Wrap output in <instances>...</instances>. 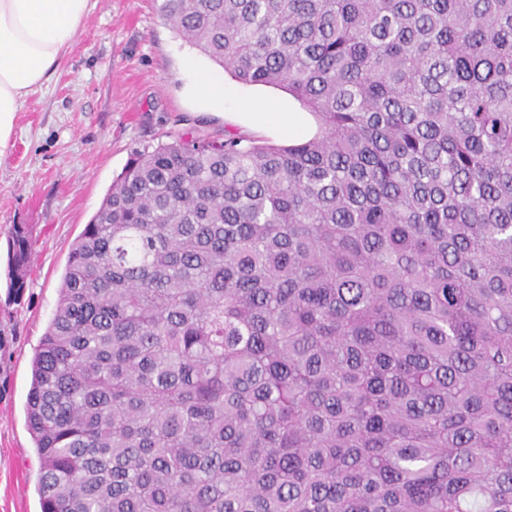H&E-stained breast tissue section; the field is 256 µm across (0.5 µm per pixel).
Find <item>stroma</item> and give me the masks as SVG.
Returning <instances> with one entry per match:
<instances>
[{
  "label": "stroma",
  "instance_id": "stroma-1",
  "mask_svg": "<svg viewBox=\"0 0 512 512\" xmlns=\"http://www.w3.org/2000/svg\"><path fill=\"white\" fill-rule=\"evenodd\" d=\"M218 66L159 18L156 0H90L50 81L28 96L0 160V512H40L38 461L25 404L31 361L53 317L68 253L134 150L180 135L221 139L190 93L187 60ZM301 111L287 92L224 80V109ZM26 225L32 274L10 287L8 237Z\"/></svg>",
  "mask_w": 512,
  "mask_h": 512
}]
</instances>
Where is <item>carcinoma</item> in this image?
<instances>
[{
    "label": "carcinoma",
    "mask_w": 512,
    "mask_h": 512,
    "mask_svg": "<svg viewBox=\"0 0 512 512\" xmlns=\"http://www.w3.org/2000/svg\"><path fill=\"white\" fill-rule=\"evenodd\" d=\"M157 11L318 132L132 152L32 361L41 512H512V0Z\"/></svg>",
    "instance_id": "1"
}]
</instances>
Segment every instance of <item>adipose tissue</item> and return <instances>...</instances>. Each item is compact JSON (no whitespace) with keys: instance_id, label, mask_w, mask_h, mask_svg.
I'll list each match as a JSON object with an SVG mask.
<instances>
[{"instance_id":"1","label":"adipose tissue","mask_w":512,"mask_h":512,"mask_svg":"<svg viewBox=\"0 0 512 512\" xmlns=\"http://www.w3.org/2000/svg\"><path fill=\"white\" fill-rule=\"evenodd\" d=\"M90 0H0V159L12 146L18 112L28 94L47 82L74 42ZM239 121L281 136L312 137L306 112H242Z\"/></svg>"}]
</instances>
